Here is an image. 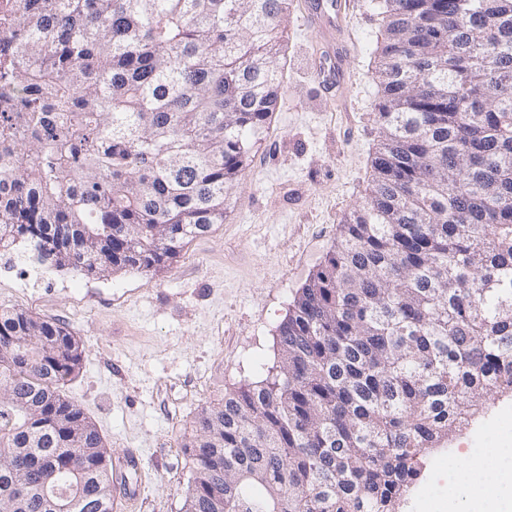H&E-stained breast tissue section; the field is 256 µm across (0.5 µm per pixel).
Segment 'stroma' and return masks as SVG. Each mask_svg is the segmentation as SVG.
<instances>
[{"label":"stroma","instance_id":"obj_1","mask_svg":"<svg viewBox=\"0 0 512 512\" xmlns=\"http://www.w3.org/2000/svg\"><path fill=\"white\" fill-rule=\"evenodd\" d=\"M304 2L293 0L285 23L287 63L272 127L231 190L223 223L177 262L156 274L97 278L25 263L21 242L0 250V309L67 327L84 358L66 393L114 451L143 450L131 512H180L195 468L181 443L197 414L264 377L296 293L334 247L345 216L365 203L379 140L375 0H351L353 44L337 92L309 66L327 39L302 23ZM508 424L512 397L491 394L478 421L429 453L404 512L456 490L449 462L495 445Z\"/></svg>","mask_w":512,"mask_h":512}]
</instances>
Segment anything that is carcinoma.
Returning a JSON list of instances; mask_svg holds the SVG:
<instances>
[{
    "label": "carcinoma",
    "instance_id": "obj_1",
    "mask_svg": "<svg viewBox=\"0 0 512 512\" xmlns=\"http://www.w3.org/2000/svg\"><path fill=\"white\" fill-rule=\"evenodd\" d=\"M291 0H9L0 248L106 277L224 223L284 82ZM365 204L279 357L204 407L183 512H400L431 449L512 394V0H376ZM63 325L0 312V512H112Z\"/></svg>",
    "mask_w": 512,
    "mask_h": 512
}]
</instances>
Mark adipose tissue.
Instances as JSON below:
<instances>
[{"mask_svg":"<svg viewBox=\"0 0 512 512\" xmlns=\"http://www.w3.org/2000/svg\"><path fill=\"white\" fill-rule=\"evenodd\" d=\"M460 494H449L435 512H512V434L457 469Z\"/></svg>","mask_w":512,"mask_h":512,"instance_id":"ef3b65f1","label":"adipose tissue"}]
</instances>
